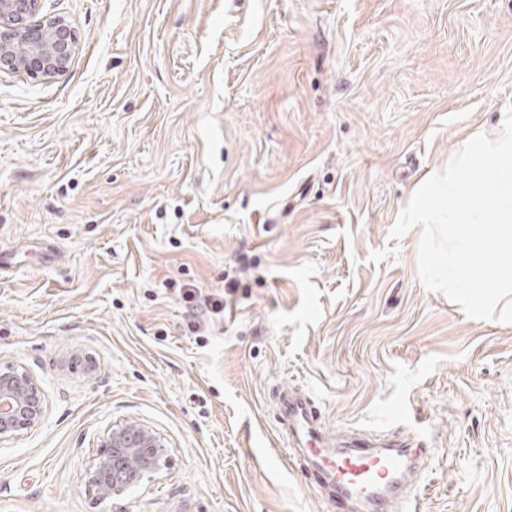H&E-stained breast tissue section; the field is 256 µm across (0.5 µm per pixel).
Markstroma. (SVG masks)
<instances>
[{"instance_id":"obj_1","label":"stroma","mask_w":512,"mask_h":512,"mask_svg":"<svg viewBox=\"0 0 512 512\" xmlns=\"http://www.w3.org/2000/svg\"><path fill=\"white\" fill-rule=\"evenodd\" d=\"M40 13L78 44L56 77L0 71V364L46 397L0 447V512H109L85 470L126 419L170 465L123 512H334L273 460L284 391L326 437L433 449L418 512H512V325L424 288L420 227L390 236L512 103V0ZM185 288L223 315L189 318Z\"/></svg>"}]
</instances>
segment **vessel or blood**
Masks as SVG:
<instances>
[{"mask_svg": "<svg viewBox=\"0 0 512 512\" xmlns=\"http://www.w3.org/2000/svg\"><path fill=\"white\" fill-rule=\"evenodd\" d=\"M279 413L283 431L305 457L314 490L323 492L336 512H350L353 502H363L369 512H393L397 502H409L408 473L419 458L396 449L382 454L370 443L333 442L319 430L306 398L283 394Z\"/></svg>", "mask_w": 512, "mask_h": 512, "instance_id": "1", "label": "vessel or blood"}]
</instances>
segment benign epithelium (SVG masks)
<instances>
[{
    "label": "benign epithelium",
    "instance_id": "obj_1",
    "mask_svg": "<svg viewBox=\"0 0 512 512\" xmlns=\"http://www.w3.org/2000/svg\"><path fill=\"white\" fill-rule=\"evenodd\" d=\"M40 0H0V71L51 78L64 72L76 49L71 28L59 19L38 17ZM84 359V373L96 377L92 358L78 350L66 352L62 365ZM44 394L22 364L0 367V446L41 422ZM100 451L86 470L85 490L98 503L123 499L146 476L168 466L165 439L148 426L125 421L106 429Z\"/></svg>",
    "mask_w": 512,
    "mask_h": 512
}]
</instances>
